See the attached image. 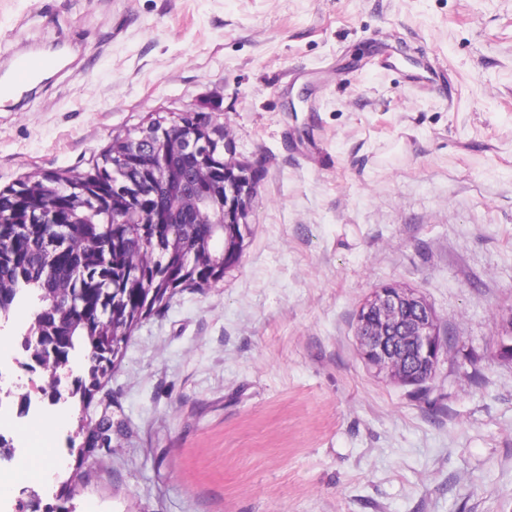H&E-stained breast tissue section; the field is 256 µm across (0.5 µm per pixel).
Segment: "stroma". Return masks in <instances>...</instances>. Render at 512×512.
<instances>
[{
    "label": "stroma",
    "mask_w": 512,
    "mask_h": 512,
    "mask_svg": "<svg viewBox=\"0 0 512 512\" xmlns=\"http://www.w3.org/2000/svg\"><path fill=\"white\" fill-rule=\"evenodd\" d=\"M68 60L0 100V189L86 171L200 112L256 164L243 254L132 327L89 404L33 429L0 500L75 512H512V0H0V67ZM433 53L447 85L405 74ZM384 285L434 309L435 375L363 362ZM112 417L80 453L79 418Z\"/></svg>",
    "instance_id": "stroma-1"
}]
</instances>
